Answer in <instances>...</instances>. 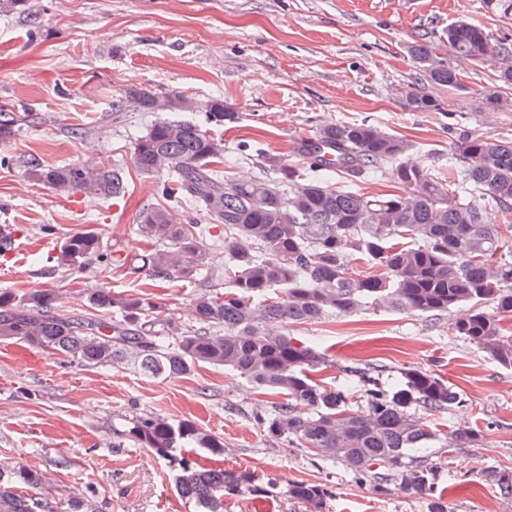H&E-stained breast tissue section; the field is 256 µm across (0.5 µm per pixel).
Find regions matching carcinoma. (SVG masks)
Masks as SVG:
<instances>
[{
  "label": "carcinoma",
  "mask_w": 512,
  "mask_h": 512,
  "mask_svg": "<svg viewBox=\"0 0 512 512\" xmlns=\"http://www.w3.org/2000/svg\"><path fill=\"white\" fill-rule=\"evenodd\" d=\"M408 52L432 85L457 90L462 74L448 54L495 62L497 89L483 98L487 112L512 109V39L491 42L489 33L465 19L444 36L413 41ZM179 93L130 88L126 100L141 112H182ZM406 102L418 112L440 110L438 99L413 84ZM201 110L206 125L160 119L134 145L132 161L144 175L170 168L176 179L160 183L162 202L141 213L139 230L152 247L136 261L105 247L92 230L66 238L57 263L81 267L91 259L159 282L220 281L224 289L194 298L196 325L164 313L154 298L114 294L104 288L85 303L112 320L59 314L58 296L35 290L22 299L0 290V336L25 341L88 366L128 365L152 379L177 378L205 364L237 372L263 393L281 395L266 420L267 433L307 450L313 459L340 464L380 496L399 491L430 499L429 512H447L435 495L437 466L431 443L448 450L480 439L470 428L444 435L410 412L427 413L459 403L458 393L431 371L410 368L389 394L367 390V406L346 407L342 390L312 377L324 363L312 343L288 335L290 324H312L347 316L365 304L403 313L438 315L468 307L449 331L478 347L488 358L512 368V336L502 321L512 318V141L463 130L452 146L465 162L448 178L410 160L411 145L369 123L323 124L295 146L297 163L277 153L263 155L264 176L240 182L224 177V140L209 127L235 120L224 100L213 97ZM24 117L0 108V145L13 137ZM385 169L397 190L367 195L329 184L333 172L350 177ZM29 177L57 192L119 198L128 184L121 168L101 161L64 167L27 162ZM188 203L208 224L182 221L175 208ZM498 209L502 223L484 218ZM224 231L222 267L208 263L212 229ZM361 261L371 272L353 277L349 265ZM129 434L142 447L164 455L171 448H204L224 455V441L190 421L171 422L151 414L131 418ZM500 496L512 500V470H489ZM43 473L21 463H0V512H55L44 492ZM182 497L200 512H224V496L246 493L265 499L270 486L247 472L187 464L176 475ZM288 498L323 512L332 491L324 484L291 482Z\"/></svg>",
  "instance_id": "cac0c4a2"
}]
</instances>
